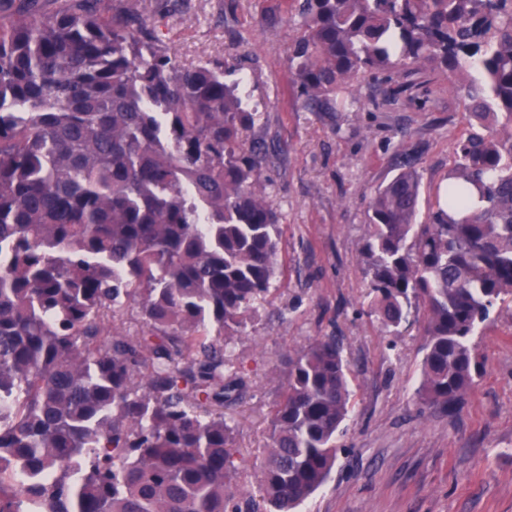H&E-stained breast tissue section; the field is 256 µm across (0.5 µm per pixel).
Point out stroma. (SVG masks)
Segmentation results:
<instances>
[{"mask_svg":"<svg viewBox=\"0 0 512 512\" xmlns=\"http://www.w3.org/2000/svg\"><path fill=\"white\" fill-rule=\"evenodd\" d=\"M136 2L157 46L185 65L225 62V82L258 107L246 140L265 154L280 266L269 297L227 349L250 371L247 391L224 409L235 448L248 462L261 455L283 359L333 333L349 361L354 411L337 438L335 470L300 512H512V303L474 336L484 373L449 412L416 396L423 309L411 308L392 332L367 298L365 197L407 155L428 214L466 128V77L418 72L395 98L390 84L367 76L354 95L313 111L288 64L300 23L295 0Z\"/></svg>","mask_w":512,"mask_h":512,"instance_id":"1","label":"stroma"}]
</instances>
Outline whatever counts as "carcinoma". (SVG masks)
Wrapping results in <instances>:
<instances>
[{"mask_svg": "<svg viewBox=\"0 0 512 512\" xmlns=\"http://www.w3.org/2000/svg\"><path fill=\"white\" fill-rule=\"evenodd\" d=\"M0 0V512H295L351 413L340 340L288 356L258 490H241L224 356L278 272L280 226L224 64H181L132 6ZM312 106L390 73L476 69L428 222L405 164L369 197L370 306L425 312L417 389L457 407L480 324L512 301V0H297ZM483 205L461 218L472 193ZM135 303L147 328L114 323Z\"/></svg>", "mask_w": 512, "mask_h": 512, "instance_id": "carcinoma-1", "label": "carcinoma"}]
</instances>
